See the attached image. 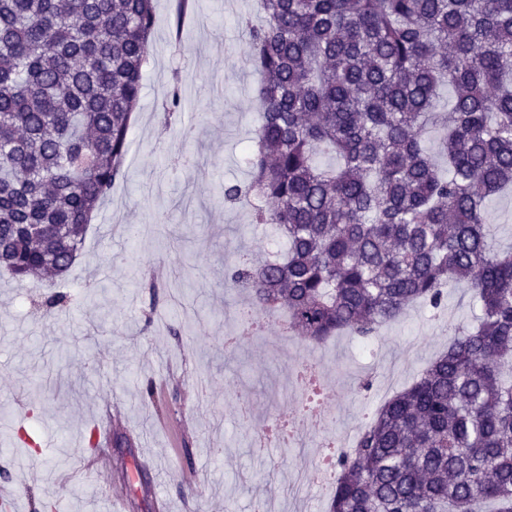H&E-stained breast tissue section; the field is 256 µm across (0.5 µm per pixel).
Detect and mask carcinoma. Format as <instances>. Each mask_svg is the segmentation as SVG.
<instances>
[{
  "mask_svg": "<svg viewBox=\"0 0 512 512\" xmlns=\"http://www.w3.org/2000/svg\"><path fill=\"white\" fill-rule=\"evenodd\" d=\"M249 190L287 250L239 253L249 323L318 344L368 337L461 285L473 326L336 455L329 512H512V248L486 204L512 191V0H259ZM154 0H0V268L64 276L123 176ZM454 92L439 104L444 87ZM438 130L434 163L423 135ZM341 159L326 169L316 156Z\"/></svg>",
  "mask_w": 512,
  "mask_h": 512,
  "instance_id": "1",
  "label": "carcinoma"
}]
</instances>
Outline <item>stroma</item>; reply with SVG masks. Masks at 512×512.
I'll list each match as a JSON object with an SVG mask.
<instances>
[{
	"label": "stroma",
	"instance_id": "35a3bbf8",
	"mask_svg": "<svg viewBox=\"0 0 512 512\" xmlns=\"http://www.w3.org/2000/svg\"><path fill=\"white\" fill-rule=\"evenodd\" d=\"M175 0H156L152 54L132 126L125 174L88 227L65 277L19 282L0 274V426L17 434L0 457L26 512H327L332 487L302 484L329 434L353 448L396 392L411 385L472 322L476 303L449 289L444 306L408 307L367 339L340 333L317 345L280 334L279 319L234 352L229 308L248 303L224 274L240 250L266 258L273 243L248 224L246 203L224 199L248 185L249 143L261 75L243 16L258 0H193L180 31ZM181 107L170 112L169 94ZM147 226L139 240L129 227ZM63 296L56 308L47 297ZM319 364L335 420L285 447L252 443L266 420L299 397L291 369ZM157 384L161 412L143 397ZM116 406L100 472L82 475L102 404Z\"/></svg>",
	"mask_w": 512,
	"mask_h": 512
}]
</instances>
